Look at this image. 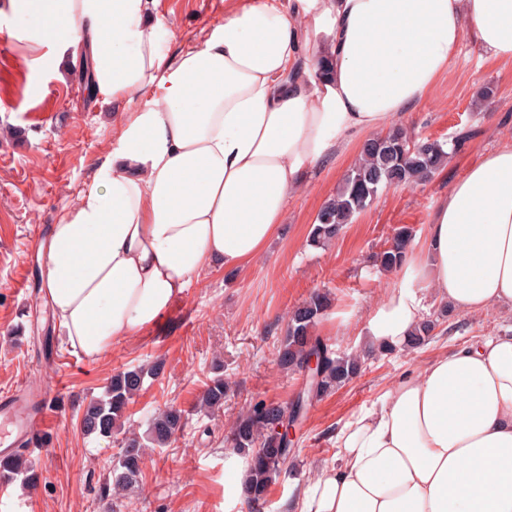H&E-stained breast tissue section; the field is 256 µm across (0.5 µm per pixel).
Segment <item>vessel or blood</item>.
Returning a JSON list of instances; mask_svg holds the SVG:
<instances>
[{
  "label": "vessel or blood",
  "instance_id": "1",
  "mask_svg": "<svg viewBox=\"0 0 512 512\" xmlns=\"http://www.w3.org/2000/svg\"><path fill=\"white\" fill-rule=\"evenodd\" d=\"M50 397L21 386L0 394V451L29 445L56 426Z\"/></svg>",
  "mask_w": 512,
  "mask_h": 512
}]
</instances>
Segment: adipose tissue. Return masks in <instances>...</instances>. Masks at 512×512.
<instances>
[{
	"instance_id": "1",
	"label": "adipose tissue",
	"mask_w": 512,
	"mask_h": 512,
	"mask_svg": "<svg viewBox=\"0 0 512 512\" xmlns=\"http://www.w3.org/2000/svg\"><path fill=\"white\" fill-rule=\"evenodd\" d=\"M155 0H50V27L14 33L89 55L118 138L39 248L40 297L69 347L131 340L215 266L274 239L288 198L348 140L426 101L463 38L512 63V0H224V21L169 53ZM326 74H319V61ZM422 288L389 293L366 348L403 345L427 298L512 309V139L470 165L426 229ZM293 512H512V336L405 372L336 433Z\"/></svg>"
}]
</instances>
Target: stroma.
Listing matches in <instances>:
<instances>
[{"label": "stroma", "instance_id": "obj_1", "mask_svg": "<svg viewBox=\"0 0 512 512\" xmlns=\"http://www.w3.org/2000/svg\"><path fill=\"white\" fill-rule=\"evenodd\" d=\"M155 13L176 51L223 23L224 0H158ZM25 23L0 0V391L49 386L58 393L60 411L57 428L30 451L42 470L40 482L33 488L6 486L0 512H112L103 490L120 443L85 435L81 414L114 372L154 364L160 373L146 378L134 396L128 425L146 434L149 417L165 405L184 411L186 425L169 445L150 451L140 484L122 496L124 512H232L239 465L225 435L252 401L285 404L302 385L301 374L282 370L275 359L289 312L313 291L329 292L332 305L316 335L337 353L362 355L367 320L388 292L422 286L378 270L376 253L395 228L407 225L414 230L413 254L421 256L439 198L480 153L512 136V66L463 39L434 94L400 121L420 138L449 140L461 128L475 131L429 182L381 190L336 240L312 246L309 233L320 207L359 155V143H351L335 160L314 168L308 189L289 199L277 237L249 266L235 273L208 271L156 325L89 360L67 346L39 300L32 229L49 230L89 186L93 163L116 142L113 113L135 111L150 96L107 103L102 94L88 95L90 58L54 68L52 48L35 56L18 47L13 33ZM489 84L497 94L487 100L481 91ZM22 271L28 278L24 294L13 286ZM504 334L512 335L511 309L455 314L421 349L364 357L356 378L309 407L296 431L294 470L276 476L263 500L247 504L245 512H285L302 474L332 461L337 429L377 402L404 372L474 338ZM217 373L229 391L223 408L210 415L200 411L199 401Z\"/></svg>", "mask_w": 512, "mask_h": 512}]
</instances>
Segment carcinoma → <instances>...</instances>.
I'll use <instances>...</instances> for the list:
<instances>
[{"label":"carcinoma","instance_id":"cac0c4a2","mask_svg":"<svg viewBox=\"0 0 512 512\" xmlns=\"http://www.w3.org/2000/svg\"><path fill=\"white\" fill-rule=\"evenodd\" d=\"M473 137L469 130L459 132L448 142L417 138L404 128H395L383 136L365 141L352 169L345 175L336 196L318 211L312 224L310 242L326 245L335 240L353 216L367 208L379 191L395 186L419 185L427 182L447 161L448 146L458 149ZM413 240V229L400 226L388 245L376 256L379 268L393 272L402 268ZM331 306L330 293L313 292L288 315L286 334L276 352L283 370L303 372L309 358L318 357L315 388L298 395L290 404L258 400L240 414L230 428V447L249 458V479L244 486L250 500L263 498L273 478L294 466L295 449L288 447L286 434L279 431L296 407L309 406L318 399L350 382L360 371V359L338 355L314 335V328ZM448 318V309L425 318L404 345L406 350L419 349L434 336V331ZM159 368L129 367L113 374L103 395L86 406L81 425L88 435L110 438L124 429L125 413L134 395L142 390L145 378L158 374ZM228 385L224 377L210 379L201 397L204 407L218 410L224 406ZM185 425V414L174 406H166L150 419L148 442L164 447ZM145 442L135 434L123 438L122 446L112 461V488L115 493L138 483L146 456ZM0 479L16 481L32 487L39 476L26 451L19 449L0 457Z\"/></svg>","mask_w":512,"mask_h":512}]
</instances>
